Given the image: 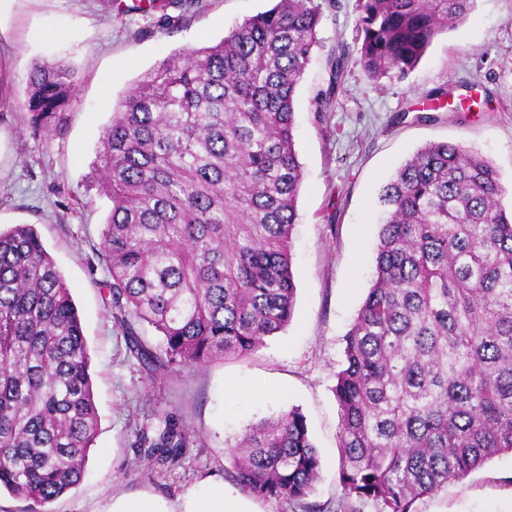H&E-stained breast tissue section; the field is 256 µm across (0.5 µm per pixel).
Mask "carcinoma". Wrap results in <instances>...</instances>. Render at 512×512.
Returning <instances> with one entry per match:
<instances>
[{
	"label": "carcinoma",
	"instance_id": "cac0c4a2",
	"mask_svg": "<svg viewBox=\"0 0 512 512\" xmlns=\"http://www.w3.org/2000/svg\"><path fill=\"white\" fill-rule=\"evenodd\" d=\"M475 0H359L357 57L404 77ZM321 20L316 0H277L211 46L144 73L103 129L94 174L111 202L94 246L113 322L155 377L245 358L290 323L291 238L303 174L295 92ZM74 75L34 66L24 119L70 111ZM493 166L460 144L428 143L381 190L372 283L344 336L336 512H415V502L512 453V209ZM158 333L152 346L139 334ZM90 357L70 288L34 228L0 233V489L28 512L78 485L98 429ZM138 456L163 468L189 451L171 415ZM244 493L300 512L321 458L292 408L227 446Z\"/></svg>",
	"mask_w": 512,
	"mask_h": 512
}]
</instances>
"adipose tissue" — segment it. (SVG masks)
Instances as JSON below:
<instances>
[{"instance_id":"ef3b65f1","label":"adipose tissue","mask_w":512,"mask_h":512,"mask_svg":"<svg viewBox=\"0 0 512 512\" xmlns=\"http://www.w3.org/2000/svg\"><path fill=\"white\" fill-rule=\"evenodd\" d=\"M99 512H257L255 505L223 482L203 478L188 486L174 500L163 502L154 494L113 496Z\"/></svg>"}]
</instances>
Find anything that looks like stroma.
I'll return each instance as SVG.
<instances>
[{
	"instance_id": "1",
	"label": "stroma",
	"mask_w": 512,
	"mask_h": 512,
	"mask_svg": "<svg viewBox=\"0 0 512 512\" xmlns=\"http://www.w3.org/2000/svg\"><path fill=\"white\" fill-rule=\"evenodd\" d=\"M320 44L295 94V150L303 185L292 237L297 286L287 329L247 358L216 359L150 381L127 352L104 303L107 271L93 257L110 209L93 176L103 128L140 76L175 51L218 42L271 0H199L150 13L119 0H16L0 19V232L29 224L71 290L91 358L98 435L83 480L51 512H95L115 493L147 490L169 500L193 481L224 479L226 444L249 425L291 408L305 415L322 460L311 495L337 484L339 414L332 388L343 338L371 284L378 196L397 169L430 142L460 143L487 159L512 189V0H476L467 20L442 35L406 77L374 81L348 66L332 89L329 57L354 46L358 0H318ZM62 36L49 40L45 31ZM59 60L77 74L70 112L50 133L23 125L34 65ZM449 91L436 109L431 91ZM331 98L330 109L316 114ZM241 389L225 395L228 383ZM177 416L194 443L173 469L129 471L133 429L155 435L161 413ZM416 512H512V453L414 504Z\"/></svg>"
}]
</instances>
